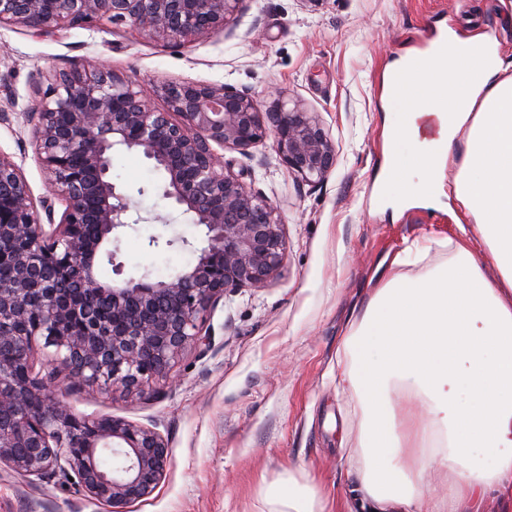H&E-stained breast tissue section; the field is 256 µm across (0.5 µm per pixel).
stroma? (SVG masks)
<instances>
[{"instance_id": "1", "label": "stroma", "mask_w": 512, "mask_h": 512, "mask_svg": "<svg viewBox=\"0 0 512 512\" xmlns=\"http://www.w3.org/2000/svg\"><path fill=\"white\" fill-rule=\"evenodd\" d=\"M504 12L501 0H241L223 32L178 46L125 23L51 35L0 27V151L21 168L34 198L45 196L47 177L25 114L36 87L62 69L102 65L143 84H226L264 110L277 89L315 113L336 149L335 167L316 184L286 167L272 139L245 152L223 149L225 165L278 210L287 241L279 275L263 289L228 291L208 317L210 345L185 352L169 379L143 395L64 389L76 415L120 417L168 441L165 478L122 512H265L267 486L289 470L341 512L359 418L353 394L336 382L345 329L384 259L422 242L424 257L402 268L419 276L450 258L448 242L459 235L454 201L426 197L420 180L398 212L374 190L387 130L404 113L383 101L384 70L440 24L463 39L490 36L512 57ZM111 177L141 207V223L117 244L125 274L170 279L192 265L200 232L162 200L161 173L142 155L121 152ZM158 213L166 223L155 222ZM175 234L189 247L149 243ZM0 512L115 510L64 476L34 481L4 466Z\"/></svg>"}]
</instances>
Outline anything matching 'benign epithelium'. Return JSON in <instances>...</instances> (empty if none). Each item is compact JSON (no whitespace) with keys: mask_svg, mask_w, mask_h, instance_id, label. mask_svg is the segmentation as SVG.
Listing matches in <instances>:
<instances>
[{"mask_svg":"<svg viewBox=\"0 0 512 512\" xmlns=\"http://www.w3.org/2000/svg\"><path fill=\"white\" fill-rule=\"evenodd\" d=\"M240 0H0V25L36 34L127 22L171 44L210 37ZM164 108L153 104L154 98ZM52 196L35 200L0 153V465L39 480L62 466L92 500L114 507L151 495L169 458L156 430L87 419L33 373L40 349L75 384L142 394L189 348L208 344L210 311L234 288L261 289L282 268L276 206L226 169L216 148L246 151L271 135L304 181L336 164L319 119L279 99L263 111L228 85L155 80L143 89L108 68L55 73L31 113ZM137 152L164 175L161 198L191 216L203 246L169 280L104 281L105 250L139 223L112 182V155ZM65 202L55 218L52 197Z\"/></svg>","mask_w":512,"mask_h":512,"instance_id":"1","label":"benign epithelium"}]
</instances>
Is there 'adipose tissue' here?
<instances>
[{
	"mask_svg": "<svg viewBox=\"0 0 512 512\" xmlns=\"http://www.w3.org/2000/svg\"><path fill=\"white\" fill-rule=\"evenodd\" d=\"M383 83L408 119L388 129L379 187L417 177L453 197L498 278L465 236L421 277L397 273L399 254L348 325L336 378L361 412L348 512H481L489 499L512 512V66L497 41L450 30L443 50L406 53ZM426 112L439 119L432 139L416 123ZM265 499L275 512L327 508L289 471Z\"/></svg>",
	"mask_w": 512,
	"mask_h": 512,
	"instance_id": "obj_1",
	"label": "adipose tissue"
}]
</instances>
